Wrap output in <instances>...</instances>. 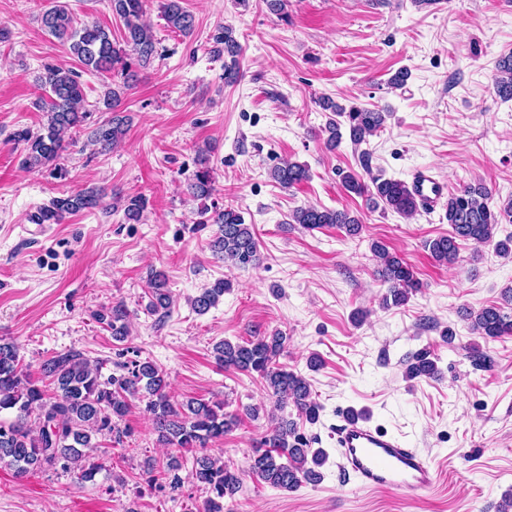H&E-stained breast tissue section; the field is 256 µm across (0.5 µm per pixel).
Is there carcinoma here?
Segmentation results:
<instances>
[{
	"mask_svg": "<svg viewBox=\"0 0 512 512\" xmlns=\"http://www.w3.org/2000/svg\"><path fill=\"white\" fill-rule=\"evenodd\" d=\"M112 14L123 23V44L112 40V34L96 23L75 24L68 5L61 4L41 16V26L54 38L68 44L71 55L91 72H110L122 79L104 97L103 105L112 117L98 123L91 132V142L102 148L116 147L127 131V117L120 115L122 94L137 78V69H145L157 57L159 40L153 29L144 21L151 0H110ZM161 12L171 31L188 36L195 28L194 16L182 6V0H162ZM213 55L230 57L224 62V79H237V57L241 46L230 27L221 26L212 37ZM502 77L497 81L498 92L512 98V55L499 63ZM45 95L38 97L36 107L46 113V123L34 132L29 128L13 132L14 140L23 146L22 165L35 171L43 169L64 175L61 164L67 144L65 137L89 117L85 108V94L79 74L60 66H48L40 77ZM325 111L345 118L349 138L360 145L382 129L390 116L388 112L351 105L345 107L330 98L319 102ZM324 131L328 133L325 146L336 149L341 143L340 124L331 119ZM197 170L187 184V193L195 199H206L215 191L214 170L206 151L196 156ZM271 176L282 188H291L310 179L308 166L285 161L271 170ZM338 176L346 190L355 194H368L369 206H383L405 217L417 210V202L406 183L375 177L372 188H367L357 178L340 171ZM103 192L87 188L67 197L52 199L30 216L33 224H60L69 215L95 209L102 203ZM148 201L141 194L113 195L112 208L123 210L127 223H138L147 209ZM512 214V201L502 210L492 206L491 191L481 182L468 184L450 194L446 203V218L451 231L425 242L431 256L446 264L457 258L463 242L494 245L498 255L512 256V235L495 240V229L503 215ZM290 222L314 230L325 225H339L356 236L362 231L359 218L345 210L300 207L290 214ZM217 225L210 242L213 255L224 263L246 267L260 261L258 241L252 225L232 207L214 210L203 220ZM372 252L380 263V276L388 283V293L383 305L404 306L419 288V281L412 267L400 256L378 243ZM231 288L227 280H217L192 299V308L204 314L214 307L220 297ZM172 305V294L164 272L150 273V300L145 306L148 315H167ZM473 332L485 339L512 335V315L490 304L478 311H468ZM95 319L106 325L112 339L127 340L129 312L126 305L117 302L110 308L95 313ZM288 337L275 330L242 343L223 340L213 347L217 363L256 376L267 396L274 400L275 408L291 405L298 418L313 425L318 422L322 405L315 400L309 380L288 367L279 364ZM103 363L91 361L82 352L67 350L45 359L35 378L23 368L18 346L0 337V467L24 477L45 469L60 468L75 475L80 482L94 478L97 466L90 463V452L102 447L101 439L109 436L117 444L129 437V431L120 428L129 408V401L136 398L145 402L151 415L157 441L177 452L162 459L146 461L150 482L159 483L160 489L177 493L182 479L183 453H193V467L189 478L206 492V498L196 512H233L224 507V500L234 499L242 478L238 470L207 453V448L230 432L239 423V416L224 411V402L190 399L182 403L171 402L167 393L165 370L151 360L129 359L115 363L111 373H103ZM439 368L426 351L412 355L406 365L405 376L436 378ZM53 385L47 391L43 379ZM274 427L250 458L249 471L274 488L291 491L301 483L321 479L320 468L326 454L309 448V440L298 433V423L288 417L273 418Z\"/></svg>",
	"mask_w": 512,
	"mask_h": 512,
	"instance_id": "cac0c4a2",
	"label": "carcinoma"
}]
</instances>
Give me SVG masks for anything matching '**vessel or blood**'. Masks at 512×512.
Wrapping results in <instances>:
<instances>
[{
	"label": "vessel or blood",
	"mask_w": 512,
	"mask_h": 512,
	"mask_svg": "<svg viewBox=\"0 0 512 512\" xmlns=\"http://www.w3.org/2000/svg\"><path fill=\"white\" fill-rule=\"evenodd\" d=\"M412 186L420 203L431 208L446 192L442 182L425 172L414 177ZM336 446L341 467L351 472L362 488L414 497L430 492L436 483V470L426 456L363 417L343 415Z\"/></svg>",
	"instance_id": "obj_1"
}]
</instances>
